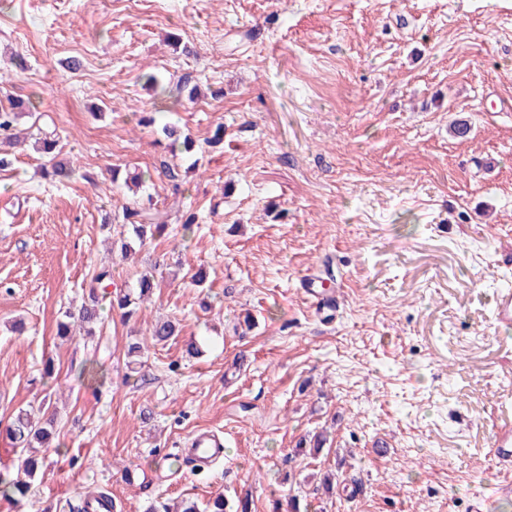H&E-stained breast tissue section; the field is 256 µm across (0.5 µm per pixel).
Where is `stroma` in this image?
I'll return each mask as SVG.
<instances>
[{
	"label": "stroma",
	"instance_id": "obj_1",
	"mask_svg": "<svg viewBox=\"0 0 512 512\" xmlns=\"http://www.w3.org/2000/svg\"><path fill=\"white\" fill-rule=\"evenodd\" d=\"M0 66V108L34 103L23 143L0 145V470L18 410H57L30 493L0 512H83L100 491L114 512L219 494L228 512H472L489 495L512 421L493 313L512 287V0H0ZM56 158L70 181L48 177ZM132 200L163 236L124 227ZM104 268L100 321L60 338ZM146 270L123 320L109 300ZM159 320L178 335L129 360ZM201 431L226 448L198 473L180 453ZM489 455L499 463H509L512 460V423L501 425L495 432L489 448Z\"/></svg>",
	"mask_w": 512,
	"mask_h": 512
}]
</instances>
